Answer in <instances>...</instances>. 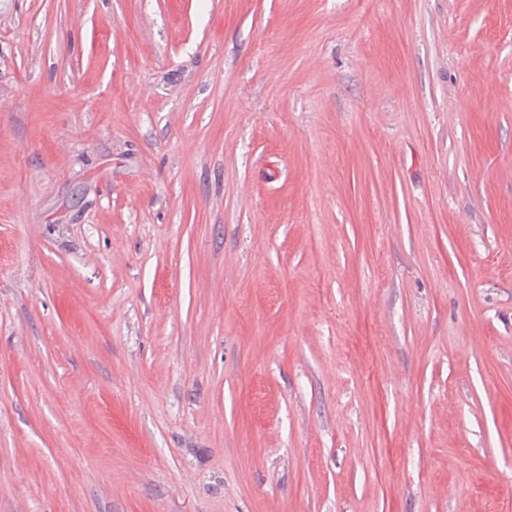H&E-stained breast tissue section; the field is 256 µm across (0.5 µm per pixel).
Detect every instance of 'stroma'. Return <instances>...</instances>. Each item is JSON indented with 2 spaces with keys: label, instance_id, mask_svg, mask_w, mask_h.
Returning a JSON list of instances; mask_svg holds the SVG:
<instances>
[{
  "label": "stroma",
  "instance_id": "35a3bbf8",
  "mask_svg": "<svg viewBox=\"0 0 512 512\" xmlns=\"http://www.w3.org/2000/svg\"><path fill=\"white\" fill-rule=\"evenodd\" d=\"M0 512H512V0H0Z\"/></svg>",
  "mask_w": 512,
  "mask_h": 512
}]
</instances>
